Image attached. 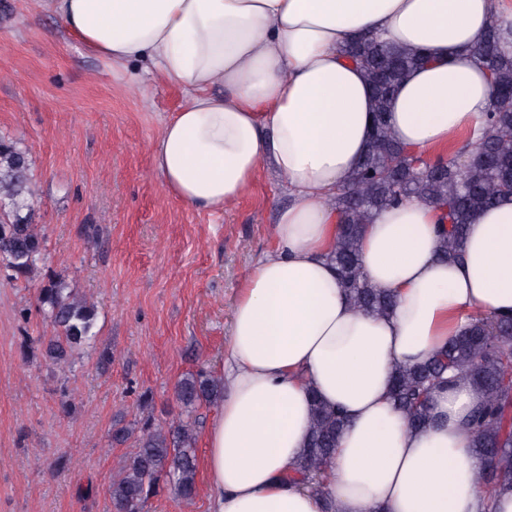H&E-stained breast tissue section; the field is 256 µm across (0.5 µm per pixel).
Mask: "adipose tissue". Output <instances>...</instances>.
Listing matches in <instances>:
<instances>
[{
  "instance_id": "obj_1",
  "label": "adipose tissue",
  "mask_w": 512,
  "mask_h": 512,
  "mask_svg": "<svg viewBox=\"0 0 512 512\" xmlns=\"http://www.w3.org/2000/svg\"><path fill=\"white\" fill-rule=\"evenodd\" d=\"M65 30L139 96L175 85L186 102L152 142L167 191L223 211L263 171L290 201L275 246L243 277L224 351L227 391L205 435L213 512H512L487 498L467 427L480 392L467 381L434 398L426 429L389 396L395 367L416 365L473 319L512 312V195L475 214L460 258L439 256L442 212L407 199L377 212L363 270L393 294L391 315L352 309L327 261L332 204L374 131L371 91L341 53L364 36L426 58L393 97L388 123L419 154L477 142L495 104L473 57L489 25L512 55V0H42ZM348 426L326 496L288 474L307 445L313 400Z\"/></svg>"
}]
</instances>
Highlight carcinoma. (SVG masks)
Wrapping results in <instances>:
<instances>
[{
  "label": "carcinoma",
  "instance_id": "1",
  "mask_svg": "<svg viewBox=\"0 0 512 512\" xmlns=\"http://www.w3.org/2000/svg\"><path fill=\"white\" fill-rule=\"evenodd\" d=\"M344 53L358 61L373 91L375 129L363 162L351 184L336 193L332 203L340 213L341 230L328 260L336 269L352 307L360 312L388 315L393 296L373 288L364 275L359 251L360 232L370 217L406 198L439 206L447 224L440 256L456 258L470 219L503 194L512 195V56L497 50V28L490 26L476 59L492 74L496 105L488 113L489 134L464 159L428 162L404 156V147L385 120L390 99L408 73L422 65L417 52L392 48L370 38L354 41ZM32 175L28 153L16 142L0 137V262L16 276L34 273L44 252L32 221ZM44 317L56 329L45 350L55 364L94 341V305L75 296L63 280L52 279L40 290ZM469 381L480 390L482 404L467 422L473 432V453L484 460L478 477L484 493L512 487V315L477 319L461 335L448 341L427 362L399 365L391 380V399L407 425L426 427L436 393L455 381ZM217 385L201 375H190L177 385L176 398L191 413L216 397ZM347 425L346 416L323 403L315 405L306 453L294 465L300 480L312 491L328 480V466ZM111 442L136 438V451L108 488L113 512H145L148 502L171 484L190 499L196 493L194 423L168 426L151 419L116 421Z\"/></svg>",
  "mask_w": 512,
  "mask_h": 512
}]
</instances>
